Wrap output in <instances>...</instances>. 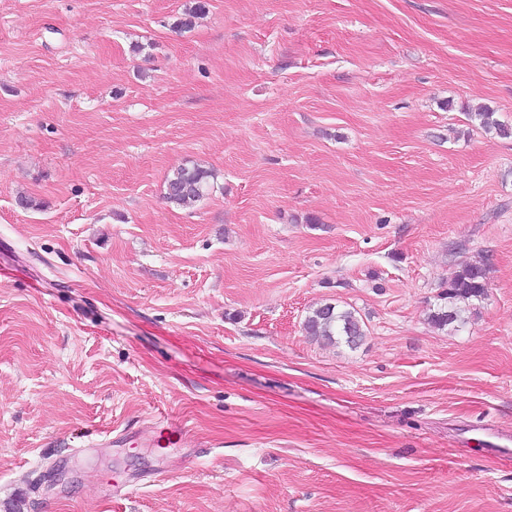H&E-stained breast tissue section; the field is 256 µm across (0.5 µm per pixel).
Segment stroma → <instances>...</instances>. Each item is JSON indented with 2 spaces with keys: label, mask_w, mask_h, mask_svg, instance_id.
<instances>
[{
  "label": "stroma",
  "mask_w": 512,
  "mask_h": 512,
  "mask_svg": "<svg viewBox=\"0 0 512 512\" xmlns=\"http://www.w3.org/2000/svg\"><path fill=\"white\" fill-rule=\"evenodd\" d=\"M189 3L0 0V512H512V0ZM212 174L198 166H182L167 179L166 199L179 207H190L206 196ZM486 267L481 262L462 264L448 281V287L441 294L446 300L437 311L430 314V320L438 327L451 326L453 330L463 327L465 316L474 301L483 298L486 291ZM355 310L340 309L333 303H324L306 316L304 330L308 336L328 343L344 342L350 348L358 345L365 331Z\"/></svg>",
  "instance_id": "obj_1"
}]
</instances>
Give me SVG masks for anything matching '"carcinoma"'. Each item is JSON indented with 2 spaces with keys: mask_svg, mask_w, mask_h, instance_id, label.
Masks as SVG:
<instances>
[{
  "mask_svg": "<svg viewBox=\"0 0 512 512\" xmlns=\"http://www.w3.org/2000/svg\"><path fill=\"white\" fill-rule=\"evenodd\" d=\"M206 4L203 0L186 8L184 18L179 20L177 27L189 29L194 19L205 13ZM474 118L487 130H495L507 136L506 125L493 118V112L482 108L474 113ZM212 174L198 166H182L173 171L167 179L166 199L179 207H190L206 196L211 188ZM486 267L481 262L462 264L448 281V287L441 294L445 304L430 314L432 323L439 327H452L456 330L467 323L466 313L473 302L483 298L486 291ZM304 330L307 335L322 339L329 343L344 342L349 347L358 345L365 331L355 310L341 309L333 303H324L314 308L306 316Z\"/></svg>",
  "mask_w": 512,
  "mask_h": 512,
  "instance_id": "1",
  "label": "carcinoma"
}]
</instances>
